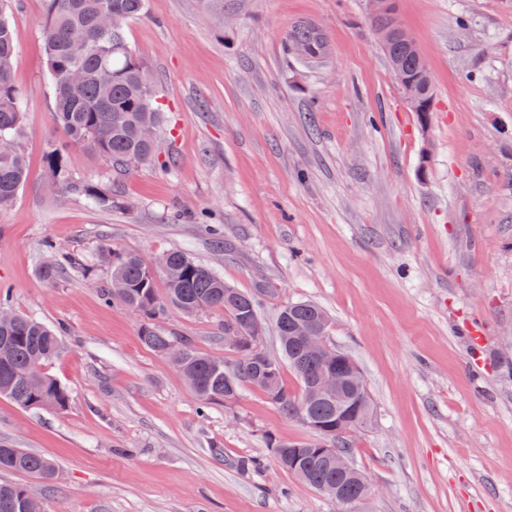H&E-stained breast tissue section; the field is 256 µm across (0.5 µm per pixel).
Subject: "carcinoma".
I'll list each match as a JSON object with an SVG mask.
<instances>
[{
    "label": "carcinoma",
    "instance_id": "carcinoma-1",
    "mask_svg": "<svg viewBox=\"0 0 512 512\" xmlns=\"http://www.w3.org/2000/svg\"><path fill=\"white\" fill-rule=\"evenodd\" d=\"M371 27H385L395 21V0H371ZM145 0H48L43 43L50 83L54 90L56 125L67 142L82 145L117 167L128 169L150 163L158 145L142 138L143 126L158 129L165 121L158 87L148 77L141 58L129 45L126 27L144 14ZM290 52L309 61L322 58L327 41L314 24H298L288 32ZM392 73L411 78L418 96L432 102L430 75L422 57L400 35L382 43ZM18 63L12 26L0 10V138L11 144L0 147V211L13 205L28 180L24 154L15 143L23 114L22 93L13 83ZM49 180L56 188L83 197L91 205L110 209L118 202L112 193L96 184L73 178L66 153L55 148L45 156ZM49 257L41 268L42 277L54 281L75 265V259L59 247L46 245ZM101 252L112 257V281L121 288L103 289L107 304H120L146 318L140 328L144 346L169 358L189 385L200 405L208 408L224 404V382L235 387L248 383L262 392L290 419L306 415L319 426L314 442H274L272 452L284 470L319 491L331 485L356 503L368 494L357 477L358 469H339L321 448H333L343 456L350 453L348 436L336 431L340 413L351 416L371 409L367 390L347 392L344 406L317 394L314 380L322 364L305 355L301 327L319 328L330 321L327 313L309 300L283 304L275 319L281 358L264 356L254 361L250 351H233L226 362L195 351L186 340L178 341L158 330L152 320L172 306L187 314L205 305L224 311V330L239 326L250 336L252 345L264 335V323L254 296L224 282L209 268L198 264L182 251H169L155 263L140 254L118 252L109 242ZM165 280L164 295H159L157 274ZM10 338V350L0 353V397L30 410L67 409V388L45 371V366L60 353V333L41 320L12 313L0 321V337ZM294 370L300 393L292 394L282 381V362ZM52 459L23 448L0 447V471L53 476ZM0 512H43L33 508L25 496V486L0 482Z\"/></svg>",
    "mask_w": 512,
    "mask_h": 512
}]
</instances>
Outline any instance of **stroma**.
Returning <instances> with one entry per match:
<instances>
[{"label":"stroma","mask_w":512,"mask_h":512,"mask_svg":"<svg viewBox=\"0 0 512 512\" xmlns=\"http://www.w3.org/2000/svg\"><path fill=\"white\" fill-rule=\"evenodd\" d=\"M427 63L420 125L368 22V0H146L127 38L166 110L160 159L116 173L54 122L46 0H8L24 95L29 178L0 213V286L15 312L62 330L47 366L62 412L0 398V444L50 457L45 512H339L282 469L271 440L315 431L243 386L201 409L139 339L143 316L108 305L99 245L147 260L181 250L255 294L260 348L279 356V306L308 299L357 363L374 405L349 460L371 491L348 512H512V0H396ZM327 35L318 62L290 28ZM117 195L112 209L52 192L45 155ZM221 225L216 247L207 224ZM75 268L40 278L46 243ZM222 312L169 309L165 333L233 360ZM483 340L475 360L470 335ZM287 47L302 59L313 61L326 53L327 41L322 30L314 24H298L288 32Z\"/></svg>","instance_id":"1"}]
</instances>
